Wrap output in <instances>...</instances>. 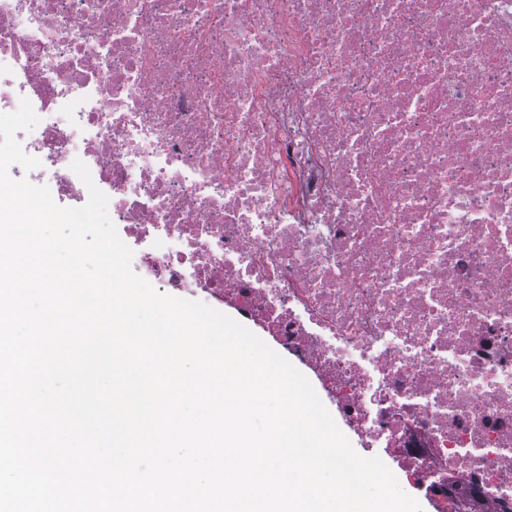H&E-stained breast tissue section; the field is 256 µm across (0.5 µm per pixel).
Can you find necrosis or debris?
<instances>
[{"mask_svg": "<svg viewBox=\"0 0 512 512\" xmlns=\"http://www.w3.org/2000/svg\"><path fill=\"white\" fill-rule=\"evenodd\" d=\"M54 201L310 364L436 512H512V0H0Z\"/></svg>", "mask_w": 512, "mask_h": 512, "instance_id": "obj_1", "label": "necrosis or debris"}]
</instances>
